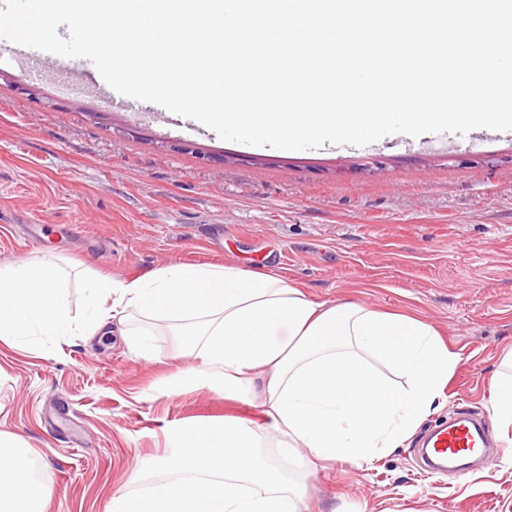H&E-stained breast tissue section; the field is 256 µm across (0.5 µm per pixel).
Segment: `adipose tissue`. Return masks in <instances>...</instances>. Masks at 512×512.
Wrapping results in <instances>:
<instances>
[{
    "instance_id": "ef3b65f1",
    "label": "adipose tissue",
    "mask_w": 512,
    "mask_h": 512,
    "mask_svg": "<svg viewBox=\"0 0 512 512\" xmlns=\"http://www.w3.org/2000/svg\"><path fill=\"white\" fill-rule=\"evenodd\" d=\"M68 288L67 274L38 257L0 268V340L39 352L114 320L151 360L162 326L187 337L182 351L196 359L166 380L168 392L198 384L263 408L259 425L178 428L146 486L114 493L108 512H308L304 476L274 465L267 445L305 455L313 471L370 462L413 435L458 363L430 325L318 301L273 270L173 264L128 282L96 276L80 329ZM46 502L29 448L0 431V512H44Z\"/></svg>"
}]
</instances>
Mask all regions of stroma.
Wrapping results in <instances>:
<instances>
[{"label": "stroma", "instance_id": "1", "mask_svg": "<svg viewBox=\"0 0 512 512\" xmlns=\"http://www.w3.org/2000/svg\"><path fill=\"white\" fill-rule=\"evenodd\" d=\"M58 63L61 76H48L0 53V267L45 256L76 269L67 301L78 320L87 276L274 268L316 298L431 325L459 362L426 424L458 409L489 417L512 353V131L247 146L154 103L116 106L91 61ZM20 83L55 106L19 94ZM169 139L234 160L209 166ZM154 343L148 363L116 333L72 336L42 355L0 342V430L30 446L45 512H107L113 493L142 487L178 427L260 420L258 407L205 389L165 393L193 360L167 333ZM491 433L493 448L464 470L422 467L409 441L364 468L314 472L311 512H512V463L501 430Z\"/></svg>", "mask_w": 512, "mask_h": 512}]
</instances>
